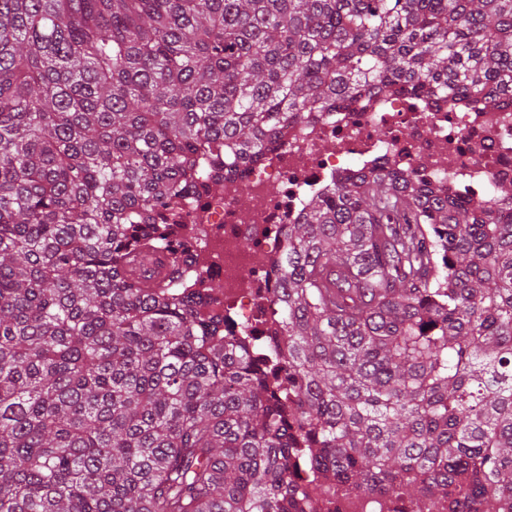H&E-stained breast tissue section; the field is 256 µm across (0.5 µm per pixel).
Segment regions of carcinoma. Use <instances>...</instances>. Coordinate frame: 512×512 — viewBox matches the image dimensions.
Segmentation results:
<instances>
[{
	"mask_svg": "<svg viewBox=\"0 0 512 512\" xmlns=\"http://www.w3.org/2000/svg\"><path fill=\"white\" fill-rule=\"evenodd\" d=\"M371 88L512 92V0H0V512H512V185L313 198L273 358L167 232ZM389 504L373 495L336 492V512H415L408 507L389 511Z\"/></svg>",
	"mask_w": 512,
	"mask_h": 512,
	"instance_id": "carcinoma-1",
	"label": "carcinoma"
}]
</instances>
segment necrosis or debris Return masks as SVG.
<instances>
[{
    "instance_id": "necrosis-or-debris-1",
    "label": "necrosis or debris",
    "mask_w": 512,
    "mask_h": 512,
    "mask_svg": "<svg viewBox=\"0 0 512 512\" xmlns=\"http://www.w3.org/2000/svg\"><path fill=\"white\" fill-rule=\"evenodd\" d=\"M379 169L495 206V187L512 184V101L470 109L375 91L366 105L288 125L244 174L185 205L177 237L197 277L219 283L210 308L226 333L256 341L278 334L284 225L299 221L311 196Z\"/></svg>"
}]
</instances>
